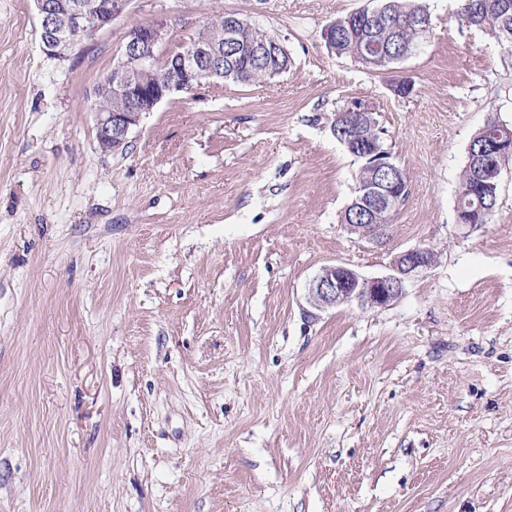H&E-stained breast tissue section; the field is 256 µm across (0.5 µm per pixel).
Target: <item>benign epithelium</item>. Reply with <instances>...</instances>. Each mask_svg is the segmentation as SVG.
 Wrapping results in <instances>:
<instances>
[{
	"label": "benign epithelium",
	"instance_id": "obj_1",
	"mask_svg": "<svg viewBox=\"0 0 512 512\" xmlns=\"http://www.w3.org/2000/svg\"><path fill=\"white\" fill-rule=\"evenodd\" d=\"M39 20L40 40L44 53L58 61H65L95 39L112 20L121 15L128 0H35ZM167 23L155 20L132 30L126 37L121 54L104 76L108 92L126 101L125 109L112 112L93 107L96 139L104 153L123 151L132 130L140 124L142 115L153 111L159 103L178 90L191 88L203 80L224 76L222 50L205 41L167 60L173 65L163 78L151 86L140 84L136 73L154 65L158 52L167 42ZM368 191L382 199L383 213L397 207L399 199L392 194V186L377 181ZM389 225L349 224L347 229L368 242H379ZM433 253L417 248L399 254L392 272L373 278H364L341 264L322 269L309 284L308 300L322 311L340 304L357 302L369 307H386L403 293L406 281L415 273L429 268Z\"/></svg>",
	"mask_w": 512,
	"mask_h": 512
}]
</instances>
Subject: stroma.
<instances>
[{
    "instance_id": "35a3bbf8",
    "label": "stroma",
    "mask_w": 512,
    "mask_h": 512,
    "mask_svg": "<svg viewBox=\"0 0 512 512\" xmlns=\"http://www.w3.org/2000/svg\"><path fill=\"white\" fill-rule=\"evenodd\" d=\"M371 3L131 0L61 63L34 0H0V512H512V159L489 223L455 212L473 136L512 125V50L422 0L407 58L336 55L325 27ZM218 12L287 72L177 92L102 153L128 32L165 19L177 50ZM352 100L408 184L378 244L340 222ZM414 248L434 262L391 305L310 306L324 267Z\"/></svg>"
}]
</instances>
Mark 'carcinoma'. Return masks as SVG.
I'll list each match as a JSON object with an SVG mask.
<instances>
[{
    "label": "carcinoma",
    "instance_id": "obj_1",
    "mask_svg": "<svg viewBox=\"0 0 512 512\" xmlns=\"http://www.w3.org/2000/svg\"><path fill=\"white\" fill-rule=\"evenodd\" d=\"M460 20L470 28L486 31L501 43L512 47V0H461ZM231 15H213L199 31L196 40L223 47L224 79L240 83H259L270 78L265 66L249 55L252 47L262 44L271 35L251 26L238 31V44L224 46V23ZM430 17L417 0H380L372 8H364L336 19V42L333 52L347 56L368 68L381 69L395 64L428 37ZM333 133L349 153L363 160L358 174L359 190L341 213L342 224H374L378 205L364 195V187L376 176L374 166L365 156L380 148L386 149L384 131L368 114L350 112L336 118ZM512 140V126L487 122L473 137L468 160L461 173L456 210L469 213L473 220L487 223L496 210L497 194L481 187V173L476 158L493 154L496 146Z\"/></svg>",
    "mask_w": 512,
    "mask_h": 512
}]
</instances>
